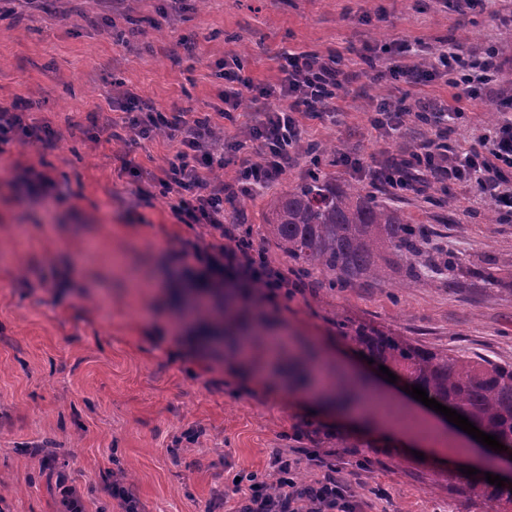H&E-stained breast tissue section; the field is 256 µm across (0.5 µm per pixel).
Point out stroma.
<instances>
[{
  "mask_svg": "<svg viewBox=\"0 0 512 512\" xmlns=\"http://www.w3.org/2000/svg\"><path fill=\"white\" fill-rule=\"evenodd\" d=\"M451 41L477 56L494 50L500 66L495 83L459 102L449 139L467 148L490 114L512 113V0L475 10L462 0H0V104L30 103V119L57 134L49 145L0 146V512H64L62 474L87 512H119L116 479L141 512H227L225 486L272 473L274 448L335 464L360 512H483L457 469L468 452L462 437L394 384L377 380L375 399L394 425L430 430L424 457L376 431L306 414L305 384L284 381L280 367L254 379L238 358L246 346L266 361L275 336L285 362L303 351L321 358L329 370L318 385L336 390L343 366L365 370L347 355L337 326L345 317L430 349L512 364V221L493 216L471 187L395 197L340 161L371 169L435 137L417 121L388 134L368 118L382 97L451 104L445 78L409 85L379 76L389 47L410 46L403 61L416 65L415 47L433 52ZM285 50L334 56L350 80L336 115L301 120L332 153L315 165L298 157L275 190L319 169L424 225L463 272L410 284L394 270L333 290L305 283L273 305L223 288L205 297L206 316L191 314L200 297L193 250L211 238L205 226L178 221L177 194L146 180L174 143L163 134L109 140L122 113L108 98L124 88L163 112L211 113L222 104L219 63L236 61L254 84L275 85ZM127 158L144 178L123 171ZM29 169L57 183L53 208L20 185ZM271 193L225 208L288 277L287 257L263 240ZM475 267L493 282L467 276ZM228 301L245 319L248 344L215 332Z\"/></svg>",
  "mask_w": 512,
  "mask_h": 512,
  "instance_id": "obj_1",
  "label": "stroma"
}]
</instances>
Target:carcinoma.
<instances>
[{"label":"carcinoma","mask_w":512,"mask_h":512,"mask_svg":"<svg viewBox=\"0 0 512 512\" xmlns=\"http://www.w3.org/2000/svg\"><path fill=\"white\" fill-rule=\"evenodd\" d=\"M264 239L288 257L294 272L313 279L314 288L382 281L399 264L406 278L426 265L458 269L460 260L426 252L430 232L409 224L396 211L355 186L339 187L313 173L301 184L271 196ZM374 362L419 385L429 397L466 416L481 431L512 449V364L483 357L426 349L390 330L338 323ZM485 512H500L504 491L482 483ZM512 502V491L507 494Z\"/></svg>","instance_id":"carcinoma-1"}]
</instances>
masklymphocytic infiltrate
Returning a JSON list of instances; mask_svg holds the SVG:
<instances>
[{"label":"lymphocytic infiltrate","instance_id":"lymphocytic-infiltrate-1","mask_svg":"<svg viewBox=\"0 0 512 512\" xmlns=\"http://www.w3.org/2000/svg\"><path fill=\"white\" fill-rule=\"evenodd\" d=\"M284 77L276 88L254 85L249 76L224 66L218 76L224 81L223 108L216 115L186 118L184 113L166 115L152 103L127 91L113 98L112 105L125 112L120 129L111 131L110 139L126 140L130 136L149 137L166 130L177 147L159 175L152 181L162 193H178L173 211L184 224H206L220 237L195 251L200 264L198 276L204 286L227 284L239 288L260 289L264 299L272 301L287 287V280L264 260L253 244L240 238L239 223L228 222L224 205L239 196H254L277 184L299 146H307L310 157H317L316 141L307 140L298 120L305 114L318 117L336 110L338 90L345 75L337 69L335 59H325L307 51H285ZM434 63L427 68L393 60L390 74L409 83H418L434 73L446 76L449 86L474 95L478 86L493 82L498 65L494 52L479 58L465 56L459 44L438 49ZM263 99L279 100L280 105L259 113L249 125L250 139L261 142L259 159L242 158L232 182H215L210 178L214 167L224 162V139L215 135L216 121L238 111L244 93ZM457 109L429 112L421 105L403 106L387 99L376 101L371 123L388 132L400 130L409 119L437 127L436 139L419 145L408 157L386 162L372 170L371 176L389 191L413 189V177L419 176L441 185L466 183L473 186L500 217L512 219V117H499L481 135L477 148L461 150L448 142L440 126L444 120L457 119ZM53 132L45 124L26 122L16 106H0V144L13 140L51 142ZM271 458L280 476L279 490L268 494L262 481L251 480L248 487L234 485L235 512H356L346 482L338 478L334 465L323 464L319 456L302 459L276 448ZM321 468L319 478L300 482L296 476L301 463Z\"/></svg>","mask_w":512,"mask_h":512}]
</instances>
